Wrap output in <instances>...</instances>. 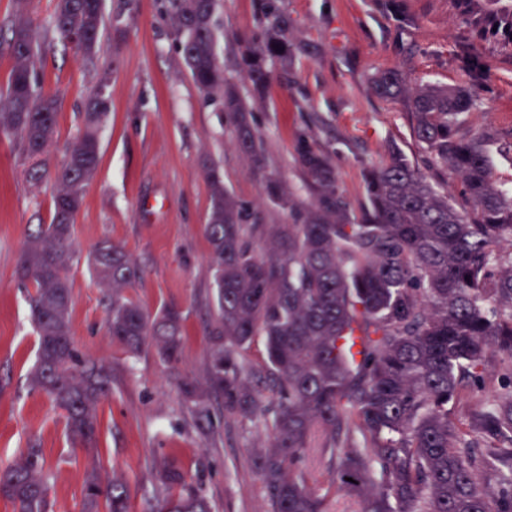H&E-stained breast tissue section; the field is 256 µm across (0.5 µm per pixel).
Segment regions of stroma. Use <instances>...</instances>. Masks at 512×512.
<instances>
[{"label": "stroma", "instance_id": "35a3bbf8", "mask_svg": "<svg viewBox=\"0 0 512 512\" xmlns=\"http://www.w3.org/2000/svg\"><path fill=\"white\" fill-rule=\"evenodd\" d=\"M261 0H217V51L225 79L249 96L236 43L257 32ZM292 25L317 44L296 60L292 83L273 79L252 121L263 135L269 170L290 186L298 203L312 199L297 163L299 139L311 131L333 158L352 207L364 199L363 172L383 164L391 144L414 153L410 117L379 98L370 74L397 67L439 84L465 81L456 59L464 37L449 0H405L409 24H399L379 0H279ZM102 49L94 59L49 39L36 57L45 93L58 105L54 140L43 162L49 171L30 182L18 139L0 134V465L39 440L54 474L51 512H81L84 474L98 465L122 478L129 512H150L167 495L152 477L154 461L176 458L189 484L215 512H267L256 468L260 444L250 421L229 418L213 401L210 420L185 404L179 381L206 387L209 327L215 313L213 270L205 235L210 211L208 168L244 203L259 207L264 223L286 224L288 210L265 202V184L236 150V125L192 81L185 69L167 0H104ZM491 66L475 122L512 128V58L479 46ZM108 70L110 110L100 130V162L76 217L71 272V336L86 358L112 370V392L99 409L97 444L72 446L50 399L30 390L26 375L37 357L28 298L15 269L27 236L51 223L53 171L83 127ZM121 244L143 271L124 294L149 315L172 308L182 315L183 342L175 367L154 348L127 355L108 334L111 294L87 269L102 241Z\"/></svg>", "mask_w": 512, "mask_h": 512}]
</instances>
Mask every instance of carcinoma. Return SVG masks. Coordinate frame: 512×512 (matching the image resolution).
<instances>
[{
    "mask_svg": "<svg viewBox=\"0 0 512 512\" xmlns=\"http://www.w3.org/2000/svg\"><path fill=\"white\" fill-rule=\"evenodd\" d=\"M181 56L196 86L235 118L241 151L263 173L268 201L288 210L290 224H264L252 208L208 172L216 314L202 390L180 384L201 420L209 398L224 413L271 429L257 454L269 512H330V496H347L358 512H512V193L495 178L489 147L512 151L503 134L477 126L472 115L490 78L476 46L512 57V0H450L466 34L464 83L418 82L397 68L370 76L375 94L400 103L412 117L419 159L400 147L364 173L365 198L355 210L340 186L328 152L303 136L299 165L312 191L301 207L285 182L266 168L261 133L235 85L224 81L216 53V0H168ZM260 30L241 39L242 60L260 96L277 60L291 82L294 60L316 46L300 38L276 0H263ZM105 24L103 0H58L50 25L24 12L11 24L14 59L0 92V132L20 137L32 161L31 180L43 179L41 156L58 118L54 98L42 93L33 58L51 32L88 56ZM110 106L99 89L84 129L56 169L52 223L24 244L18 279L32 289L29 306L37 361L29 387L64 412L73 443L90 449L98 410L110 390L104 364L82 359L71 336L70 271L74 220L98 167L99 128ZM462 186L461 200L448 179ZM264 242L262 253L253 239ZM92 269L112 288L107 324L128 354L153 343L160 362H179L182 316L167 309L150 317L123 295L139 268L119 244L92 254ZM262 338L264 357L245 353ZM271 394L265 399L253 379ZM497 384L493 402L454 420L468 396ZM319 452L329 473L323 487L298 464ZM157 480L180 488L161 512H213L207 497L188 487L173 460L154 465ZM51 475L43 449L31 440L0 466V496L15 512H49ZM129 512V488L85 473L82 512Z\"/></svg>",
    "mask_w": 512,
    "mask_h": 512,
    "instance_id": "cac0c4a2",
    "label": "carcinoma"
}]
</instances>
